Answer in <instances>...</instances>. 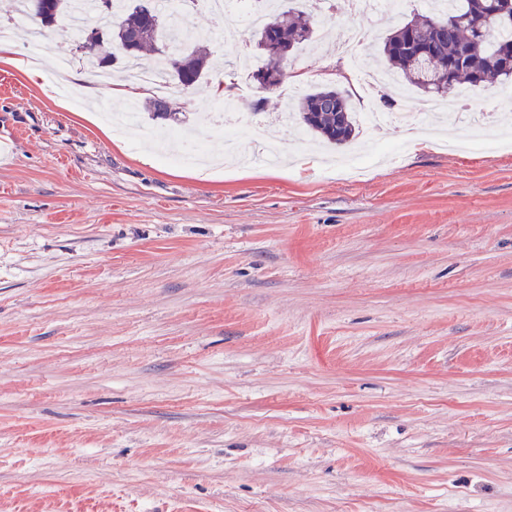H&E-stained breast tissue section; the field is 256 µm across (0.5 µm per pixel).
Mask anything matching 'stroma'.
<instances>
[{
    "label": "stroma",
    "mask_w": 512,
    "mask_h": 512,
    "mask_svg": "<svg viewBox=\"0 0 512 512\" xmlns=\"http://www.w3.org/2000/svg\"><path fill=\"white\" fill-rule=\"evenodd\" d=\"M286 84H327L349 25L315 0ZM0 53V512H512V102L387 129L357 170L281 120L225 156L212 84L175 101L209 170L72 107L50 28Z\"/></svg>",
    "instance_id": "35a3bbf8"
}]
</instances>
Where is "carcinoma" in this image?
Here are the masks:
<instances>
[{
  "instance_id": "1",
  "label": "carcinoma",
  "mask_w": 512,
  "mask_h": 512,
  "mask_svg": "<svg viewBox=\"0 0 512 512\" xmlns=\"http://www.w3.org/2000/svg\"><path fill=\"white\" fill-rule=\"evenodd\" d=\"M10 11L23 7L22 13L39 27H52L70 15L71 0H51L42 5L41 0H5ZM301 0H278L275 8L263 14L261 24L252 29L257 47L268 56L267 41L275 42L284 50L293 51L314 39V31L307 19V12L300 8ZM447 8L430 14L417 13L410 20L390 32L379 47V54L386 67L398 73L406 85L421 92L426 98L444 99L453 88L464 81L472 86L486 83L504 84L512 80V67L503 63L500 48H512V25L502 27L484 25L489 0H445ZM152 0H123L121 12L112 14L109 22L86 26L98 35L96 47L84 54L83 60L91 66L106 71L118 79L124 78L126 63L140 58L149 51L163 64L165 75L182 90L191 94L197 90L210 71L208 38L199 37L189 47L163 50L151 32L159 28L166 43L176 41V23L165 20L158 13L147 21ZM436 32L438 57L433 64H422L408 41L411 31ZM129 41L134 51L123 59L114 57L113 41ZM462 61L450 76L443 75L434 81L427 74L434 72L445 59ZM167 98L150 97L140 104L143 112L156 118L170 115ZM295 119L306 130L324 142L338 148L350 144L357 136L355 113L348 95L334 86L310 89L291 105Z\"/></svg>"
}]
</instances>
